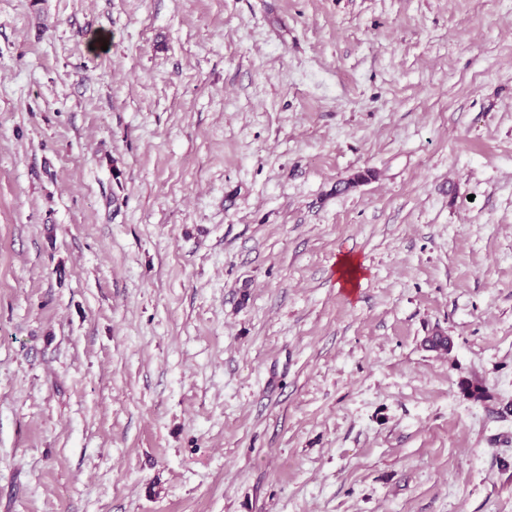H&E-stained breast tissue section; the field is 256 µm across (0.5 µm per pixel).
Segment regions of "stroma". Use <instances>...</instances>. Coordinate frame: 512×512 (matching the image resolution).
<instances>
[{
    "instance_id": "35a3bbf8",
    "label": "stroma",
    "mask_w": 512,
    "mask_h": 512,
    "mask_svg": "<svg viewBox=\"0 0 512 512\" xmlns=\"http://www.w3.org/2000/svg\"><path fill=\"white\" fill-rule=\"evenodd\" d=\"M0 512H512V0H0ZM339 284L343 288L353 289L357 281L363 275L360 260L351 255H343L339 258L336 266Z\"/></svg>"
}]
</instances>
